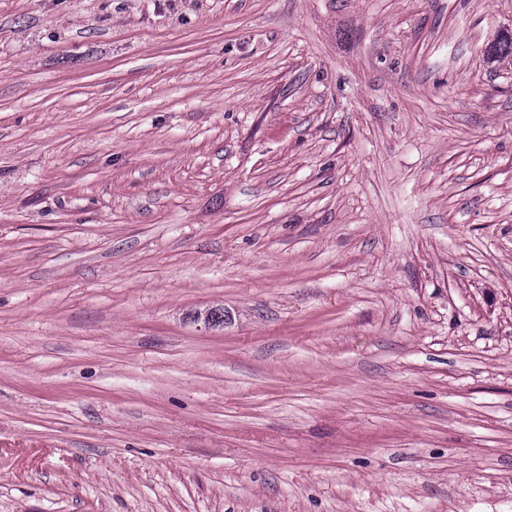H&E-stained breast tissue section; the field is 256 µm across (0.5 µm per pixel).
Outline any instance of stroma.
Returning a JSON list of instances; mask_svg holds the SVG:
<instances>
[{
    "mask_svg": "<svg viewBox=\"0 0 512 512\" xmlns=\"http://www.w3.org/2000/svg\"><path fill=\"white\" fill-rule=\"evenodd\" d=\"M505 33L0 0V512H512Z\"/></svg>",
    "mask_w": 512,
    "mask_h": 512,
    "instance_id": "obj_1",
    "label": "stroma"
}]
</instances>
